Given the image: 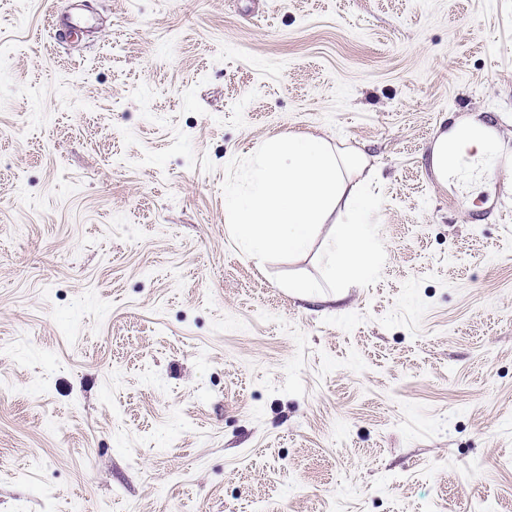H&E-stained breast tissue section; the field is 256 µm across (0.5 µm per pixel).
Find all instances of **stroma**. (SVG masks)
I'll return each mask as SVG.
<instances>
[{"instance_id": "obj_1", "label": "stroma", "mask_w": 512, "mask_h": 512, "mask_svg": "<svg viewBox=\"0 0 512 512\" xmlns=\"http://www.w3.org/2000/svg\"><path fill=\"white\" fill-rule=\"evenodd\" d=\"M75 1L0 0V512H512V0ZM285 134L381 172L338 304L225 220ZM461 127L440 134L435 142L431 156L432 165L442 174L447 175L457 165L461 152V140L458 136Z\"/></svg>"}]
</instances>
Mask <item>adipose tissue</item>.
<instances>
[{
	"label": "adipose tissue",
	"mask_w": 512,
	"mask_h": 512,
	"mask_svg": "<svg viewBox=\"0 0 512 512\" xmlns=\"http://www.w3.org/2000/svg\"><path fill=\"white\" fill-rule=\"evenodd\" d=\"M490 145L491 134L482 125L465 144L457 132L442 133L432 150V165L448 173L462 148L482 155ZM368 164L357 148L320 137L279 135L266 142L250 192L244 197L227 192L224 209L256 257L304 254L325 226L323 259L331 279L365 275L374 263V247L369 213L358 205V188ZM339 209L344 212L340 218L335 215Z\"/></svg>",
	"instance_id": "obj_1"
}]
</instances>
